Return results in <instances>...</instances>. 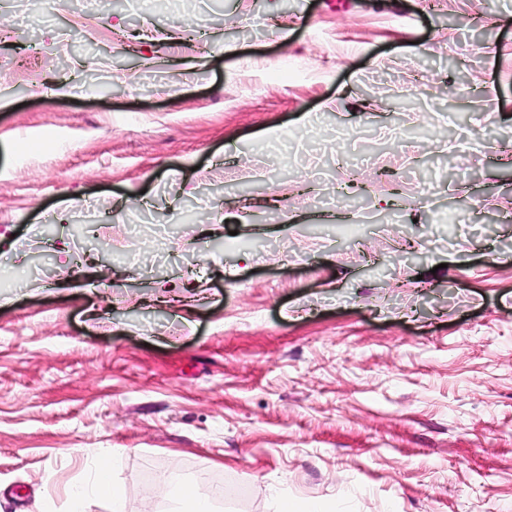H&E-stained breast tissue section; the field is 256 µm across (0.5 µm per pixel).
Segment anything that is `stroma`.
I'll list each match as a JSON object with an SVG mask.
<instances>
[{"label": "stroma", "mask_w": 512, "mask_h": 512, "mask_svg": "<svg viewBox=\"0 0 512 512\" xmlns=\"http://www.w3.org/2000/svg\"><path fill=\"white\" fill-rule=\"evenodd\" d=\"M0 96V512H512V0H0ZM110 457V455H105L98 460L90 483L76 488L73 495L77 500H82L88 495L103 497L110 501L113 512H125L122 494L112 480ZM168 495L177 504V512H215V493L196 480L176 479L169 484Z\"/></svg>", "instance_id": "obj_1"}]
</instances>
